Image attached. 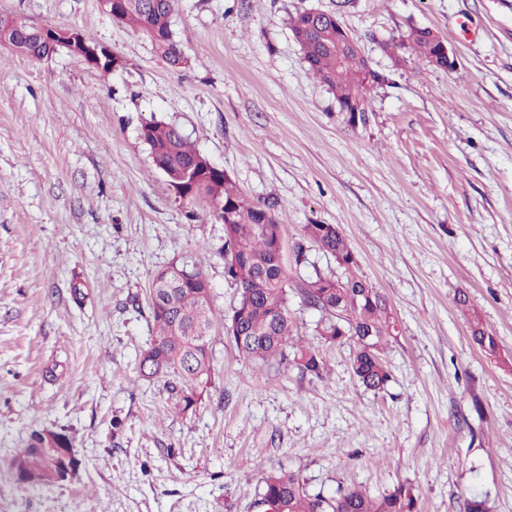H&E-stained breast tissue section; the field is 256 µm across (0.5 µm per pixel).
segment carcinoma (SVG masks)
Returning a JSON list of instances; mask_svg holds the SVG:
<instances>
[{"label": "carcinoma", "instance_id": "obj_1", "mask_svg": "<svg viewBox=\"0 0 512 512\" xmlns=\"http://www.w3.org/2000/svg\"><path fill=\"white\" fill-rule=\"evenodd\" d=\"M114 6L121 13L120 22L146 37L164 62L172 67L188 64L172 29L175 0H114ZM17 21L13 35L24 46L21 55L42 60L59 51L50 36L37 34L28 20L19 16ZM307 23L301 11L288 18L291 32L304 35L300 49L307 70L329 88L338 108L349 106L355 95L361 97L364 111L360 123L366 124L374 85L358 87L350 70L337 66L335 20L329 19L311 31L304 29ZM393 47L409 49L425 61L434 55L433 44L418 27L409 29ZM69 53L105 73L112 71L109 49L81 30L75 32ZM140 136L157 168L162 163L174 170L184 168L198 157V151L171 124L152 120L142 125ZM188 186L179 195L192 201H222L223 223L234 225L232 237L224 241V257L236 259L228 279L236 286L238 298L233 310L224 315L225 335L240 355L253 362L266 366L289 363L304 375L322 378L325 362L313 347L302 344L299 326L289 311L292 289L288 288V272L276 263L272 241L258 227L262 210L276 212V202L246 198L223 171L211 169ZM304 239L336 259L345 271L341 278L317 270L297 288L306 306L319 314L315 335L325 344L352 343L351 370L357 381L369 391H385L391 373L384 352L397 332L392 307L367 280L352 274L357 260L341 229L307 224ZM187 273L194 282L180 284L174 279L161 286L159 276H154L149 304L155 334L138 362L140 375L148 381L163 382L174 408L183 414L197 410L211 385V340L216 323L213 297H205L212 292L209 281L195 268L187 269ZM338 279L346 285L340 292L333 288ZM471 333L486 355H499L496 338L479 322L471 323ZM40 447L39 432L35 431L14 458L25 471L23 482L30 486L49 483L47 468L56 462ZM257 504L264 512H421L419 494L409 482L377 496L351 485H339L329 495L312 494L299 474L284 470L261 478Z\"/></svg>", "mask_w": 512, "mask_h": 512}]
</instances>
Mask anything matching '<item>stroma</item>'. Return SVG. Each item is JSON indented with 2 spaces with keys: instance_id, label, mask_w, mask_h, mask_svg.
<instances>
[{
  "instance_id": "1",
  "label": "stroma",
  "mask_w": 512,
  "mask_h": 512,
  "mask_svg": "<svg viewBox=\"0 0 512 512\" xmlns=\"http://www.w3.org/2000/svg\"><path fill=\"white\" fill-rule=\"evenodd\" d=\"M311 7L337 13L386 77L366 125L306 69L288 16ZM0 13L84 31L124 61L105 73L0 50V512H260L261 476L283 469L313 493L408 481L421 512H460L473 490L512 512V0H176L177 69L97 0H0ZM413 27L440 35L456 68L392 57ZM152 120L250 199L276 198L287 244L341 226L398 322L386 392L357 381L350 343L319 344L325 378L264 374L220 327L196 412L140 376L157 271L200 270L215 315L237 298L224 227L155 168L140 137ZM284 263L311 332L297 287L338 266L312 244ZM476 318L500 358L473 342ZM43 428L68 434L80 465L26 486L13 460Z\"/></svg>"
}]
</instances>
